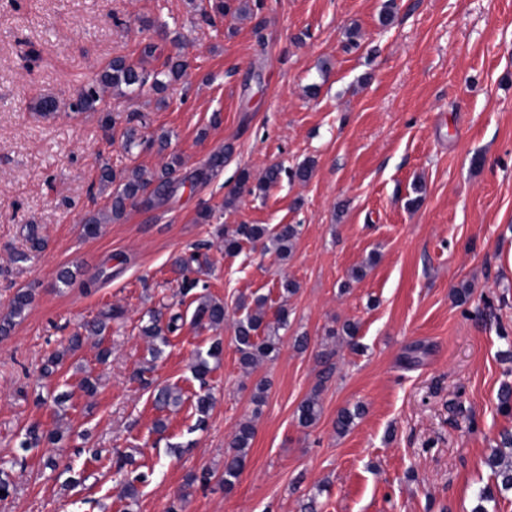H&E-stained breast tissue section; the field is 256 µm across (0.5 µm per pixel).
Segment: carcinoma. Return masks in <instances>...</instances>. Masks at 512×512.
<instances>
[{
    "instance_id": "cac0c4a2",
    "label": "carcinoma",
    "mask_w": 512,
    "mask_h": 512,
    "mask_svg": "<svg viewBox=\"0 0 512 512\" xmlns=\"http://www.w3.org/2000/svg\"><path fill=\"white\" fill-rule=\"evenodd\" d=\"M230 10L240 14L250 13L248 0H217L214 11L222 15ZM185 71V64L177 57H169L163 64V69L149 71L143 62L129 61L122 56H117L106 62L98 73V77L84 85L76 95V98L68 103L69 112L79 114L91 112L104 104L105 89L110 88L119 96L140 94L145 88L156 92L164 91L168 82L180 78ZM145 126L143 116L131 117L127 120V126L122 132V147L128 154H133L137 148H150L153 142L145 141L139 134V128ZM224 153L220 152L201 167L194 175L197 183L208 182L214 171L223 164ZM181 167V158L171 155L170 161L158 170H149L142 165L127 166L117 173L112 166L105 164L101 168V183L113 186L110 205L101 211L89 214L85 218L84 230L88 236L96 235L102 224L117 223L122 221L127 214V205L135 201L149 207L163 204L171 196L178 183L177 172ZM282 168L272 166L268 168L261 180L251 183V175L247 170H242L239 178V189L248 193L257 192L265 194L269 188L280 179ZM298 236V228L295 224H280L270 229L262 224H237L234 227H224V251L229 255L240 251L243 241L257 242L268 240L281 259L289 258L294 250ZM32 302V294L18 290L8 308L0 314V337L11 334L17 324V320L24 314ZM121 316L118 310H109L100 317L84 324V330L98 336L107 328V320ZM226 311L224 303L216 301L207 295L197 298L195 320L200 324L210 327H218L224 324ZM184 324L183 316L179 313H170L163 317L162 310L150 312L148 322L141 326V334L149 343L152 355L155 357L163 353V348L169 345V337L176 335ZM288 327V310L280 308L275 322L266 321L264 301L258 300L255 307L245 317L235 322V342L239 353V360L243 369H252L265 361L275 360L280 352L282 336L280 330ZM83 336L77 333L69 338L68 346L61 352H55L47 358L42 365V372L48 376L54 373L64 363L66 356L74 354L80 349ZM222 348L221 344L214 343L206 353H197L195 356L194 372L199 380H204L210 372V360H219ZM181 403V393L173 387H162L155 395V404L160 409L176 408ZM299 423L305 427L315 424L321 414V406L316 396L306 398L298 408ZM360 412H351L344 408L337 414L334 427L336 432L344 434L351 428L356 416ZM255 436L254 424L250 421L239 423L235 433L224 451V491L233 489L243 468L246 457ZM63 435L59 430L46 431L40 424H31L25 433V439L20 448L27 452L38 448L44 443L55 444L62 440ZM494 476V483L483 487L478 493V504L472 512H487L484 503L495 500V494L502 491H512V432L501 434L500 447L494 449L487 459Z\"/></svg>"
}]
</instances>
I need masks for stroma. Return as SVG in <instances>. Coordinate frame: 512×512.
I'll return each mask as SVG.
<instances>
[{
  "instance_id": "1",
  "label": "stroma",
  "mask_w": 512,
  "mask_h": 512,
  "mask_svg": "<svg viewBox=\"0 0 512 512\" xmlns=\"http://www.w3.org/2000/svg\"><path fill=\"white\" fill-rule=\"evenodd\" d=\"M393 17L381 25L386 2ZM209 0H0V312L17 289L34 299L26 318L0 337V462L15 491L0 512H167L189 475L182 512H472L492 483L485 460L512 431L499 408L512 386V0H252L251 15L207 18ZM186 62L165 93L110 97L116 123L101 115L41 117L35 103H68L115 56L139 59L147 43ZM146 113L145 138L166 133L165 152L136 161L159 168L181 157L184 183L163 205L128 208L125 220L85 236L84 221L105 208L99 164L129 159L121 134ZM224 166L204 184L192 172L216 152ZM313 161L305 183L288 179L256 196L238 192L240 170L260 178L273 164ZM422 202L408 207L414 185ZM211 223L198 219L203 208ZM227 224H295L293 254L243 243L224 252ZM44 247L28 262L29 226ZM201 245L198 275L223 301V328L196 324L195 292H184L178 259ZM110 260L112 278L82 287ZM366 276L350 281L353 269ZM75 280L59 283L61 268ZM298 283L283 295V280ZM470 286L464 303L454 290ZM267 299L268 316L289 311L278 358L244 371L234 322L240 300ZM170 305L184 318L159 357L140 328L148 310ZM122 309L103 337H89L62 369L41 363L84 321ZM357 323L355 341L331 337ZM306 336L298 350L295 339ZM221 341L205 380L196 353ZM110 347L99 363L100 346ZM334 366L320 381L318 356ZM97 378L86 395L83 377ZM266 381L254 415L252 390ZM175 385L183 406L159 410L154 390ZM71 399L55 406V394ZM208 392L197 427L192 401ZM317 396L321 416L301 426L297 409ZM362 405L338 435L340 409ZM253 445L232 493L221 483L224 450L240 422ZM166 428L156 431V421ZM61 428L57 444L21 452L25 428ZM145 473L127 506L115 480L117 454ZM84 474L68 485L70 472Z\"/></svg>"
}]
</instances>
